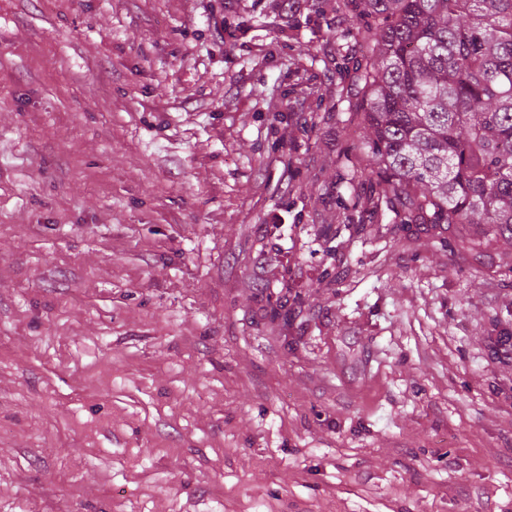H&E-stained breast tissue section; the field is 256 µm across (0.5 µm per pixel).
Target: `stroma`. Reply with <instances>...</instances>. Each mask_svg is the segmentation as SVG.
Segmentation results:
<instances>
[{"instance_id":"1","label":"stroma","mask_w":512,"mask_h":512,"mask_svg":"<svg viewBox=\"0 0 512 512\" xmlns=\"http://www.w3.org/2000/svg\"><path fill=\"white\" fill-rule=\"evenodd\" d=\"M358 27L0 0V512H512V243L371 205Z\"/></svg>"}]
</instances>
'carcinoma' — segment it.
I'll list each match as a JSON object with an SVG mask.
<instances>
[{"label": "carcinoma", "mask_w": 512, "mask_h": 512, "mask_svg": "<svg viewBox=\"0 0 512 512\" xmlns=\"http://www.w3.org/2000/svg\"><path fill=\"white\" fill-rule=\"evenodd\" d=\"M371 193L402 224L512 241V0H352Z\"/></svg>", "instance_id": "obj_1"}]
</instances>
